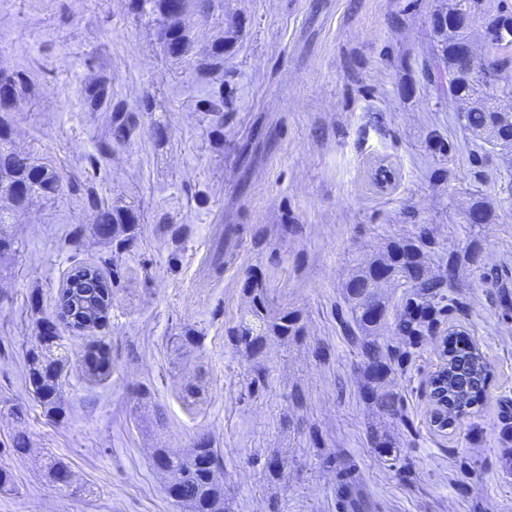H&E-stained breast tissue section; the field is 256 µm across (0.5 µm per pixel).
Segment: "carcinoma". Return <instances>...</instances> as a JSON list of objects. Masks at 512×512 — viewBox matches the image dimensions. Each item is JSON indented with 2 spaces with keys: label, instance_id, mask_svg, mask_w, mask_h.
<instances>
[{
  "label": "carcinoma",
  "instance_id": "1",
  "mask_svg": "<svg viewBox=\"0 0 512 512\" xmlns=\"http://www.w3.org/2000/svg\"><path fill=\"white\" fill-rule=\"evenodd\" d=\"M479 0H448V11L439 16L437 27L442 37L441 59L448 69L449 92L458 101L471 98L476 105L459 113L458 121L472 136L498 148L505 173L512 177V136L503 133L497 109V89L501 82L508 81V59L496 55L488 56L472 66L466 55L465 39L448 37V20L457 26H469L475 19ZM131 11L139 16L151 18L157 25L161 39L168 53L179 55L186 52L190 40L185 24V13L170 8V0H130ZM484 33L488 47L498 51L512 45V10H499L485 17ZM87 66L96 71L94 77L86 81L81 89L84 108L90 112L105 109L110 112L108 139L99 146V154L107 155L112 143L126 141L133 128L130 109L121 100L112 98V79L104 71L99 57L90 56ZM224 66V42L212 46V51L198 63V72L207 75ZM35 100L31 77L24 71H0V194H6L17 207L24 205L32 196L46 199L56 198L63 189V176L46 166L34 163L32 158L21 152L3 148L8 135L9 123L4 114L16 112ZM201 108L218 115L216 127L223 126L224 86H219L212 95L201 100ZM72 191H84V207L91 223L104 237L116 234L119 229L137 223L133 211L114 208L103 202L93 187L79 188V184L69 181ZM428 241L396 242L377 258L386 262L392 269V283L407 287L402 296L403 312L397 318L395 335L401 345H383L374 336L377 325L370 319L374 309L385 312L379 286L368 288L351 287L354 281L372 279V265L353 274L345 284L348 300L353 305L355 325L360 335L354 337L361 356L364 358V394L384 413L395 416L400 410L399 400L388 391L382 390L385 377L406 367L411 349L418 346L428 332L432 331L448 299V288L456 277L462 262H477L476 253L464 257L448 256L445 273L436 277L422 278L417 269L424 266V247ZM251 298V313L254 323H245L228 333L229 341L236 347L243 346L258 352L268 331L283 339L298 336L302 332L298 316L283 311L278 316L268 318L266 300L259 288L248 289ZM112 295L109 282L96 273L94 276L75 283V288H63L59 292L56 313L61 315V323L75 330L88 311L99 304L103 297ZM56 337L44 336L38 350L32 352L29 383L40 403L47 410L59 413L60 378L63 371L62 360L52 357L51 347ZM451 363L448 376V389L452 396L461 397L464 402L455 406L451 419L472 412L482 405L492 376L491 365L483 353L467 336L456 337L448 349ZM156 455L165 458V468L169 478L168 492L171 498L187 505L190 512H229V501L224 497L222 474L224 457L219 449L212 446L211 439L202 435L193 447L182 455H171L164 448L156 449ZM47 476L59 490L68 494L78 493V487L70 479L69 466L54 457L46 464ZM336 512H368L363 479L350 463H342L336 468Z\"/></svg>",
  "mask_w": 512,
  "mask_h": 512
}]
</instances>
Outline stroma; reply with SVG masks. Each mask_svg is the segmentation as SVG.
<instances>
[{
    "label": "stroma",
    "mask_w": 512,
    "mask_h": 512,
    "mask_svg": "<svg viewBox=\"0 0 512 512\" xmlns=\"http://www.w3.org/2000/svg\"><path fill=\"white\" fill-rule=\"evenodd\" d=\"M447 9L448 0H217L205 18L188 6L190 46L175 57L128 0H0V55L36 84L34 104L10 116L9 148L137 216L119 243L95 235L79 194L20 208L0 195L10 243L0 252V469L14 482L0 512H188L153 453L182 454L203 434L224 456L231 512H269L273 501L280 512H336L333 455L358 464L373 512H512L501 459L512 416V178L498 149L457 120L433 29ZM218 41L224 69L200 77L196 63ZM97 50L137 122L103 158L109 114L86 111L80 97ZM217 89L220 128L197 108ZM147 97L153 109L140 111ZM383 163L395 172L385 189L373 180ZM477 202L487 223L466 221ZM423 232L429 272L452 253L478 262L461 265L433 333L385 380L401 404L394 419L362 390L343 288L391 242ZM221 242L230 258L217 271ZM81 265L109 281L112 307L100 328H59L63 410L53 414L30 388L29 353L38 315L54 313ZM254 283L270 314L294 312L303 328L266 336L256 356L227 341L252 319ZM451 327L477 343L493 377L482 406L440 433L426 382ZM101 343L111 368L92 378L84 356ZM259 366L265 385L253 394ZM190 384L198 397H185ZM140 386L151 401L138 399ZM374 433L392 455L373 448ZM19 434L23 455L12 451ZM51 455L83 494L48 481ZM270 459L285 466L276 483Z\"/></svg>",
    "instance_id": "obj_1"
}]
</instances>
